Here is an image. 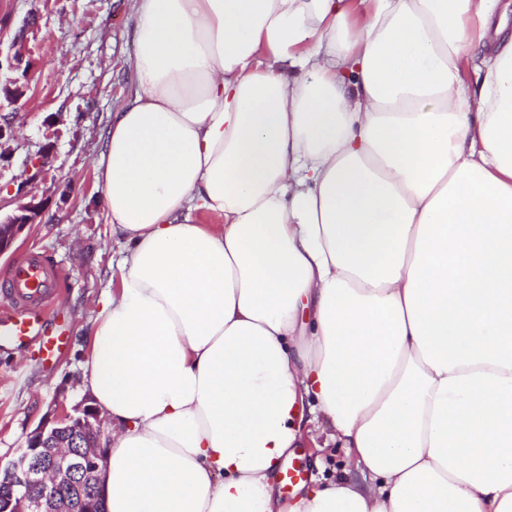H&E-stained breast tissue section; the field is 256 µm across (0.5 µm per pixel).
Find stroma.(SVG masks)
Returning <instances> with one entry per match:
<instances>
[{
  "instance_id": "1",
  "label": "stroma",
  "mask_w": 512,
  "mask_h": 512,
  "mask_svg": "<svg viewBox=\"0 0 512 512\" xmlns=\"http://www.w3.org/2000/svg\"><path fill=\"white\" fill-rule=\"evenodd\" d=\"M29 17L36 26L28 42L27 93L15 104L0 98V114H12L14 126L13 137L0 143V214L24 203L17 193L23 183L42 200L44 214L0 257V279L26 251L45 255L61 274L53 308L70 336L49 364L31 350L0 347L2 463L19 455L57 406L70 409L86 397L88 331L119 260L95 165L112 112L134 88L129 60L136 16L130 0H0V49L9 50L16 28ZM346 460L345 449L319 451L309 444L289 458L313 478L342 471Z\"/></svg>"
}]
</instances>
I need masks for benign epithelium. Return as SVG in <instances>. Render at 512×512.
Masks as SVG:
<instances>
[{"mask_svg":"<svg viewBox=\"0 0 512 512\" xmlns=\"http://www.w3.org/2000/svg\"><path fill=\"white\" fill-rule=\"evenodd\" d=\"M26 21L14 37L0 69L25 71ZM42 202L29 201L0 218V256L8 253L25 228L42 216ZM110 428L96 408L85 402L74 413L45 418L31 432L27 446L0 466V512H103L101 473L105 456L101 442Z\"/></svg>","mask_w":512,"mask_h":512,"instance_id":"1","label":"benign epithelium"}]
</instances>
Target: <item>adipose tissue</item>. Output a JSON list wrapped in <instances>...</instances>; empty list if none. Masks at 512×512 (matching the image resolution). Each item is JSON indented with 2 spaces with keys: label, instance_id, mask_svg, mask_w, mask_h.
<instances>
[{
  "label": "adipose tissue",
  "instance_id": "obj_1",
  "mask_svg": "<svg viewBox=\"0 0 512 512\" xmlns=\"http://www.w3.org/2000/svg\"><path fill=\"white\" fill-rule=\"evenodd\" d=\"M131 2L84 362L107 512H512V17ZM321 434L348 468L283 498Z\"/></svg>",
  "mask_w": 512,
  "mask_h": 512
}]
</instances>
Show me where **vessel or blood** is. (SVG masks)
Instances as JSON below:
<instances>
[{"label": "vessel or blood", "mask_w": 512, "mask_h": 512, "mask_svg": "<svg viewBox=\"0 0 512 512\" xmlns=\"http://www.w3.org/2000/svg\"><path fill=\"white\" fill-rule=\"evenodd\" d=\"M57 273L36 253L25 254L0 283V342L30 347L48 359L63 351L64 333L49 318Z\"/></svg>", "instance_id": "vessel-or-blood-1"}]
</instances>
